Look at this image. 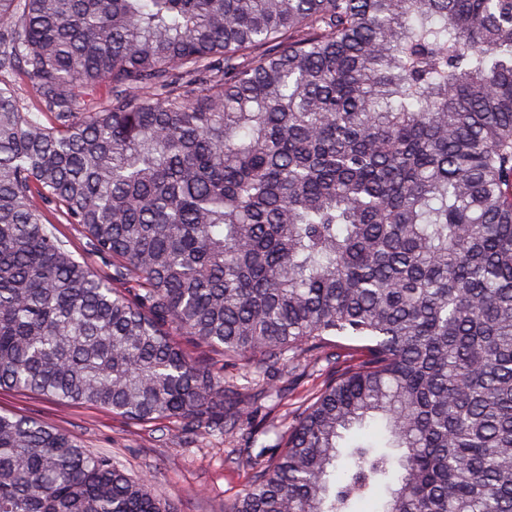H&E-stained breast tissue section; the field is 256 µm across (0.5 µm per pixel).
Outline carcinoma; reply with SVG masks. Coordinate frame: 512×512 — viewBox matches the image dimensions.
Instances as JSON below:
<instances>
[{
	"instance_id": "1",
	"label": "carcinoma",
	"mask_w": 512,
	"mask_h": 512,
	"mask_svg": "<svg viewBox=\"0 0 512 512\" xmlns=\"http://www.w3.org/2000/svg\"><path fill=\"white\" fill-rule=\"evenodd\" d=\"M15 70L0 389L210 436L225 367L356 340L224 512H512V0H0ZM0 512L173 509L0 410ZM45 219L55 227L57 236L63 240L69 251L76 258L88 257L93 270L109 281L111 286L121 288L119 284H112V259L102 256H90L91 245L82 228L77 224H66L61 215L54 210V206L43 210Z\"/></svg>"
}]
</instances>
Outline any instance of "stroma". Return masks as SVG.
<instances>
[{"instance_id": "stroma-1", "label": "stroma", "mask_w": 512, "mask_h": 512, "mask_svg": "<svg viewBox=\"0 0 512 512\" xmlns=\"http://www.w3.org/2000/svg\"><path fill=\"white\" fill-rule=\"evenodd\" d=\"M44 216L75 257H89L97 274L111 278V259L92 255L81 227L65 223L51 207ZM333 369V359L306 352L265 370L245 363L228 369L226 378L234 381L239 399L251 412L221 437L190 436L175 420L135 424L105 408L61 405L8 389H0V409L49 423L90 453L111 455L129 476L150 480L155 494L169 500L176 512H224L225 504L254 479L251 456L276 443L268 423L287 426L297 407L309 402Z\"/></svg>"}]
</instances>
